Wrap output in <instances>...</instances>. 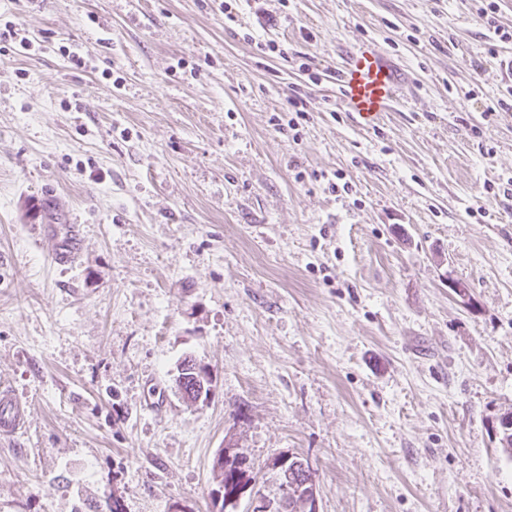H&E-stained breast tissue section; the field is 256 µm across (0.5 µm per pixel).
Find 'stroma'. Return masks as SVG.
<instances>
[{
	"mask_svg": "<svg viewBox=\"0 0 512 512\" xmlns=\"http://www.w3.org/2000/svg\"><path fill=\"white\" fill-rule=\"evenodd\" d=\"M225 11L0 0L31 42L0 40V385L28 411L0 512H214L228 440L269 498L270 457L308 461L320 512H512V107L485 113L512 78L483 20L471 0ZM367 39L409 76L375 129L336 86ZM296 96L306 120L277 129ZM50 224L80 225L75 267ZM187 357L212 379L195 403Z\"/></svg>",
	"mask_w": 512,
	"mask_h": 512,
	"instance_id": "1",
	"label": "stroma"
}]
</instances>
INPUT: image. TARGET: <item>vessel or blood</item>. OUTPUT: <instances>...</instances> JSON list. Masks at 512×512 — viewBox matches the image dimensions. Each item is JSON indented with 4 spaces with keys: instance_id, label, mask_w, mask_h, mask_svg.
Returning <instances> with one entry per match:
<instances>
[{
    "instance_id": "vessel-or-blood-1",
    "label": "vessel or blood",
    "mask_w": 512,
    "mask_h": 512,
    "mask_svg": "<svg viewBox=\"0 0 512 512\" xmlns=\"http://www.w3.org/2000/svg\"><path fill=\"white\" fill-rule=\"evenodd\" d=\"M341 98L352 119L361 127L373 128L398 101L404 85L400 67L377 41L366 40L343 55L336 72ZM82 239L78 225H66L56 241L52 260L59 265L78 263ZM27 415L23 402L9 387L0 388V437L24 432Z\"/></svg>"
}]
</instances>
